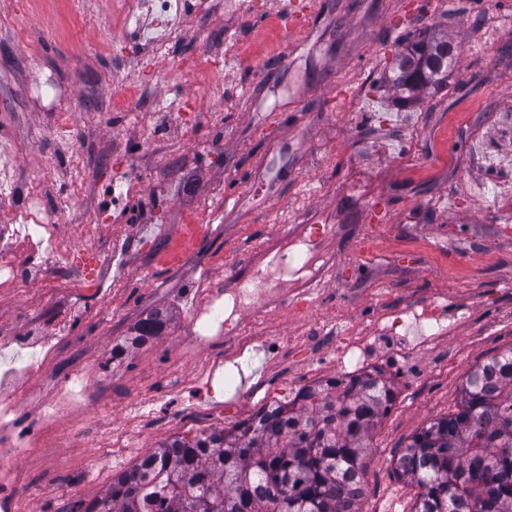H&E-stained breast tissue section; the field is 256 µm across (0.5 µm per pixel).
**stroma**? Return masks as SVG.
Instances as JSON below:
<instances>
[{
    "label": "stroma",
    "mask_w": 512,
    "mask_h": 512,
    "mask_svg": "<svg viewBox=\"0 0 512 512\" xmlns=\"http://www.w3.org/2000/svg\"><path fill=\"white\" fill-rule=\"evenodd\" d=\"M114 0H0V154L11 161L0 183L35 189L57 232L76 253H95L98 272L26 410L56 399L69 375L84 373L93 403L47 427L18 463L19 512H84L116 472L141 456L133 441L157 448L248 419L265 402H289L334 376L344 341L308 330L289 309L247 315L255 341L281 337L278 350L240 351L237 339L198 350L182 345L201 280L233 279L273 238L301 237L312 221L370 226L364 246L325 234L319 249L336 269L313 313L316 327L343 324L378 335L371 287L400 304L447 295L456 315L429 355H406L390 383L395 400L364 457L361 512H412L419 489L399 479L393 459L433 418L455 412L466 372L512 348V214L479 190L488 177L463 127L478 129L512 156V131L483 124L512 109V0H209L186 10L169 60L127 39ZM295 9L305 23L289 29ZM437 32L460 54L442 88L399 109L386 81L395 54ZM211 57L213 70L179 68ZM130 85L150 104L115 105ZM377 106L368 125L347 105ZM72 113L76 135L57 115ZM406 160H388L399 142ZM135 182L163 210L141 207L112 219L105 189ZM423 215L422 233L399 239L406 210ZM152 234H144L143 226ZM121 246L119 264L110 260ZM69 299L61 289L25 286L0 297V340L30 335L32 312L50 322ZM165 311L162 336L129 345L139 320ZM238 362V396L200 378L201 365ZM151 399L138 417L133 401ZM131 445L117 448L114 434Z\"/></svg>",
    "instance_id": "obj_1"
}]
</instances>
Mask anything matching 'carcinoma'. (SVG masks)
Here are the masks:
<instances>
[{
	"label": "carcinoma",
	"mask_w": 512,
	"mask_h": 512,
	"mask_svg": "<svg viewBox=\"0 0 512 512\" xmlns=\"http://www.w3.org/2000/svg\"><path fill=\"white\" fill-rule=\"evenodd\" d=\"M456 56L443 36L417 37L391 68L397 100L445 84ZM166 327L152 313L137 336ZM393 400L384 379L326 380L230 429L147 452L85 512H360L362 457ZM394 471L421 489L413 512H512V350L469 372L460 409L418 432Z\"/></svg>",
	"instance_id": "cac0c4a2"
}]
</instances>
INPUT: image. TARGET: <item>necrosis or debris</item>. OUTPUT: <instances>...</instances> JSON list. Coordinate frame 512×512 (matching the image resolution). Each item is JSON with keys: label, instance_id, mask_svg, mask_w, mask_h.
I'll return each mask as SVG.
<instances>
[{"label": "necrosis or debris", "instance_id": "1", "mask_svg": "<svg viewBox=\"0 0 512 512\" xmlns=\"http://www.w3.org/2000/svg\"><path fill=\"white\" fill-rule=\"evenodd\" d=\"M152 12L143 15L138 0H122L120 10L127 30L158 56L169 55L176 42L185 5L183 0H151ZM13 190L0 187V206L10 207L11 221L0 225V294L24 285L46 286L62 281L71 265L73 247L60 238L38 194L29 193L25 207L13 206ZM315 221L311 235L280 240L273 249L288 255L287 264L268 260L264 266L239 271L232 286L204 289L203 299L191 318L190 343L208 346L239 332L244 310L277 311L291 300L293 313L308 317L317 296L313 285L334 266L332 257L313 247V238L324 229ZM57 321L50 332H37L18 341L0 342V512H18L21 486L16 461L23 449L36 442L44 428L64 411L90 404L92 392L84 374L70 377L58 400L42 405L37 419H29L25 406L33 394L28 386L36 380L53 351L55 340L66 332ZM448 329V302L438 298L426 306L401 307L383 315L386 336L406 338L414 351L424 352Z\"/></svg>", "mask_w": 512, "mask_h": 512}]
</instances>
